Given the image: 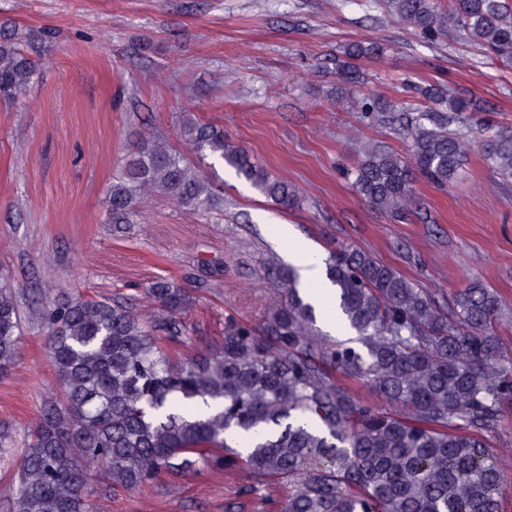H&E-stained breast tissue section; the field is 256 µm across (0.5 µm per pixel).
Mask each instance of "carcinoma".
Segmentation results:
<instances>
[{
	"label": "carcinoma",
	"mask_w": 512,
	"mask_h": 512,
	"mask_svg": "<svg viewBox=\"0 0 512 512\" xmlns=\"http://www.w3.org/2000/svg\"><path fill=\"white\" fill-rule=\"evenodd\" d=\"M400 20L432 39L454 27L492 56L512 60V0H384ZM376 52L352 44L336 57V75L359 83L355 60ZM37 69L13 30L0 33V100L13 102ZM442 106L401 113L409 157L369 146L354 171L357 193L394 214L423 177L440 189L458 176L471 144L453 128L476 98L445 85L415 87ZM362 110L383 123L394 105L369 94ZM488 164L512 179V129L488 127L479 141ZM191 149L225 161L236 174L288 208L297 196L243 148L210 125L196 128ZM158 192L205 211L215 192L184 156L163 142H142L109 187V223L136 224L141 194ZM341 323L355 337L333 341L315 326L313 307L291 267L267 277L280 300L263 322L233 321L218 348L175 356L186 290L166 279L146 293L143 316L118 299L63 292L43 302L42 328L55 390L19 458L5 501L12 512H90L89 477L107 487L142 490L166 476L177 482L200 461L247 467L262 487L285 489L279 512H499L507 478L484 434L512 410V352L500 343L499 303L478 280L454 295L451 313L395 268L353 247L324 260ZM18 292L0 276V375L14 364L23 320ZM369 384L382 399L355 398L336 375Z\"/></svg>",
	"instance_id": "carcinoma-1"
}]
</instances>
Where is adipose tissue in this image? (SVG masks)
Segmentation results:
<instances>
[{
	"label": "adipose tissue",
	"mask_w": 512,
	"mask_h": 512,
	"mask_svg": "<svg viewBox=\"0 0 512 512\" xmlns=\"http://www.w3.org/2000/svg\"><path fill=\"white\" fill-rule=\"evenodd\" d=\"M293 236L291 225H277L275 238L283 246V257L297 269L303 293L314 306L320 327L335 332L339 318L333 292L325 278L322 255L312 243L292 245Z\"/></svg>",
	"instance_id": "ef3b65f1"
}]
</instances>
